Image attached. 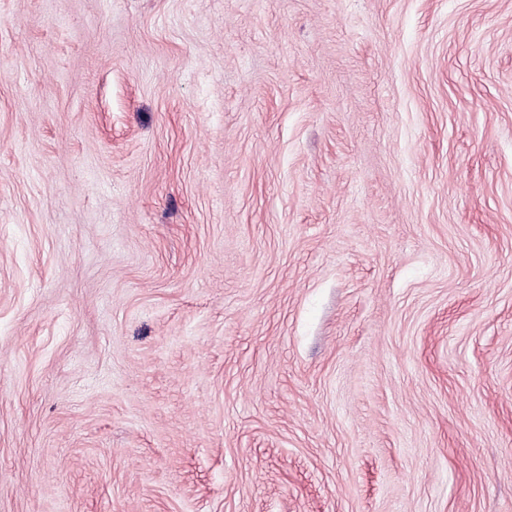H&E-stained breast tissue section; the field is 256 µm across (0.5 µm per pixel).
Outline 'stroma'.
<instances>
[{"mask_svg":"<svg viewBox=\"0 0 512 512\" xmlns=\"http://www.w3.org/2000/svg\"><path fill=\"white\" fill-rule=\"evenodd\" d=\"M0 512H512V0H0Z\"/></svg>","mask_w":512,"mask_h":512,"instance_id":"obj_1","label":"stroma"}]
</instances>
